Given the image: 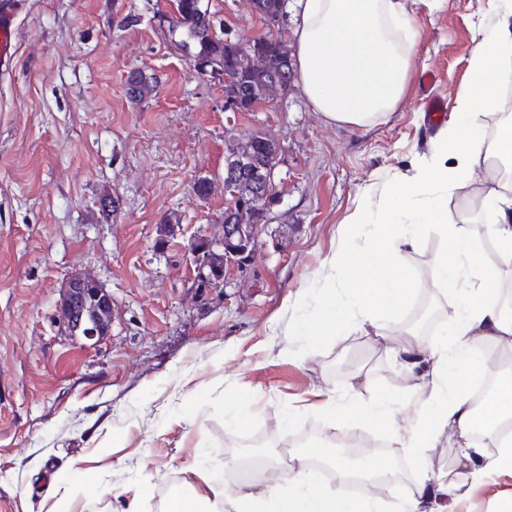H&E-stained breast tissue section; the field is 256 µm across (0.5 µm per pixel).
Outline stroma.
Returning <instances> with one entry per match:
<instances>
[{"label":"stroma","mask_w":512,"mask_h":512,"mask_svg":"<svg viewBox=\"0 0 512 512\" xmlns=\"http://www.w3.org/2000/svg\"><path fill=\"white\" fill-rule=\"evenodd\" d=\"M208 2L216 28L266 35L250 0ZM402 3L406 93L357 128L315 112L297 78L272 104L229 116L223 78L197 73L165 40L170 0H20L16 53L0 71V512H161L168 493L199 489L200 475L227 481L234 440L327 455L337 433L314 408L317 391L340 397L362 380L401 397L414 387L392 354L412 338L409 310L363 324L361 297L340 291L350 312L340 330L314 345L304 323L330 293L335 251L419 223L434 196L447 194L458 214L492 188L481 164L469 183L429 185L405 208L383 195L430 153L427 95L451 117L460 94H479L478 27L511 15L512 0ZM138 70L158 84L134 103L126 84ZM255 132L282 154L249 275L194 287L191 243L222 233L226 140ZM200 179L213 184L204 198ZM446 247L431 226L405 256L415 297L442 311L426 345L454 318L453 292L433 281ZM77 272L112 295V328L96 342L58 319ZM510 496L512 476H500L433 509L502 512Z\"/></svg>","instance_id":"stroma-1"}]
</instances>
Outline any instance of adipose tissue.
<instances>
[{
  "mask_svg": "<svg viewBox=\"0 0 512 512\" xmlns=\"http://www.w3.org/2000/svg\"><path fill=\"white\" fill-rule=\"evenodd\" d=\"M403 17L401 0H296L294 56L304 92L315 111L330 122L366 127L395 111L405 92L411 66L408 49L395 30ZM474 76L483 80L479 96L460 95L456 110L461 122L445 126L431 156L417 174L393 185L388 194L405 204L430 182L446 189L470 180L474 168L488 155L512 160V118L499 123L494 141H487L484 117L495 109L503 79L512 76V24L501 22L476 44L471 56ZM486 231L498 245L497 260L479 250L465 217L452 214L444 198H434L422 223L408 232L380 237L361 252L341 250L327 264L335 278L368 294L373 307L392 314L405 307L413 279L386 275L401 267L416 236L438 226L448 241V253L438 256L434 275L440 287L458 286L457 315L449 336L428 346L398 349L406 370L419 360L429 367L406 399L387 392L365 395L354 386L343 399L326 397L322 413L335 425L360 420L375 425L393 423L400 404L416 412L401 437L404 447L425 450L443 434L464 438L466 447L453 474L434 475L420 468L412 490L394 504L376 497L372 489L350 498L323 487L307 467L274 481L263 472L237 484L234 491L205 479V491L170 499L164 512H425L427 502L445 495H470L482 483L484 442L474 439L478 418L488 427L485 442L495 443V466L512 471V435L499 436L495 423L512 411V373L501 372L493 400L477 412L469 386L487 372L483 349L512 340V303L501 287L512 281V186L489 190L483 214Z\"/></svg>",
  "mask_w": 512,
  "mask_h": 512,
  "instance_id": "ef3b65f1",
  "label": "adipose tissue"
}]
</instances>
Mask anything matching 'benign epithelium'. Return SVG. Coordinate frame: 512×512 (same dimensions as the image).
Masks as SVG:
<instances>
[{
	"label": "benign epithelium",
	"mask_w": 512,
	"mask_h": 512,
	"mask_svg": "<svg viewBox=\"0 0 512 512\" xmlns=\"http://www.w3.org/2000/svg\"><path fill=\"white\" fill-rule=\"evenodd\" d=\"M266 28L271 32L275 41L274 49L266 51L257 43L266 40L258 37L250 41L231 36L229 30H224V44L237 50L236 65H241L253 71L265 72L270 70L278 59L288 54V48L278 31L283 24V12H270L263 17ZM288 94V86L276 81L262 88L259 98L251 103H240L230 93H224V111L253 112L259 106L274 100L276 95ZM268 149L265 160V170L274 173L279 164L282 149L275 140L264 137L259 140L250 134L243 137H232L229 144L233 153L224 157V174L241 176L240 182L247 180L246 173L249 164L255 158L259 144ZM273 177H268L266 183L259 186L241 187L232 192V197L226 200L224 207L223 234L219 238L198 239L190 248L192 263L195 267L194 287L221 289L226 287V269L236 268L242 275L247 274L251 254L258 242V215L266 209V204L272 195ZM112 313V294L93 276L77 273L69 278L64 286V294L59 303L60 322L68 330L78 333L86 340H100L107 332L101 321L102 313Z\"/></svg>",
	"instance_id": "1"
}]
</instances>
